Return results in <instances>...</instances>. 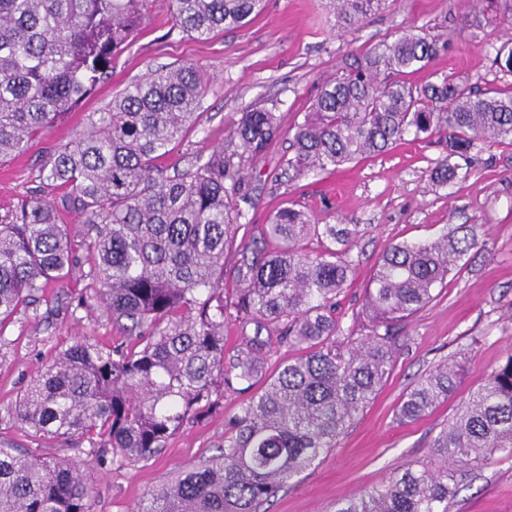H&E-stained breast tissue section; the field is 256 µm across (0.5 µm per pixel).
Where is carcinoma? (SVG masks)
Instances as JSON below:
<instances>
[{
  "label": "carcinoma",
  "mask_w": 512,
  "mask_h": 512,
  "mask_svg": "<svg viewBox=\"0 0 512 512\" xmlns=\"http://www.w3.org/2000/svg\"><path fill=\"white\" fill-rule=\"evenodd\" d=\"M487 21L512 24V0H493ZM383 0H326L334 27L361 25ZM263 0H168L174 26L200 40L237 28ZM141 0H0V164L27 150L111 74L112 59L142 23ZM437 36L409 34L368 51L324 85L293 127L288 178L379 155L406 135L448 134L451 156L477 140L512 143V90L477 92L443 76L415 89L406 80L440 51ZM493 64L512 73V39ZM207 86L192 63L160 68L125 88L92 128L58 147L40 195L0 214V329L19 307L38 303L78 261L89 281L67 305L101 308L123 340L102 348L82 337L24 391L17 422L36 439H83L112 450V463L147 460L179 431L245 394L224 421V447L178 473L132 512H265L291 481L336 447L337 438L383 386L396 358L393 326L434 298L437 286L478 245L460 224L441 236L391 244L378 258L353 324L336 297L353 265L356 231L318 224L283 207L261 237L240 245L232 285L224 254L246 218V162L280 130L276 113L245 112L237 143L184 168L163 167L194 127ZM443 161L436 183L459 178ZM63 193L64 205L53 195ZM86 225V254L72 249L61 209ZM309 237L323 241L303 252ZM239 343L224 352V324ZM280 362L261 392L265 363ZM458 364L444 361L399 405L416 421L456 390ZM388 485L354 494L335 512H448L462 476L496 454L512 457V352L462 402L431 442ZM0 512H92L84 475L58 457L0 448Z\"/></svg>",
  "instance_id": "carcinoma-1"
}]
</instances>
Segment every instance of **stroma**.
I'll return each instance as SVG.
<instances>
[{
    "instance_id": "1",
    "label": "stroma",
    "mask_w": 512,
    "mask_h": 512,
    "mask_svg": "<svg viewBox=\"0 0 512 512\" xmlns=\"http://www.w3.org/2000/svg\"><path fill=\"white\" fill-rule=\"evenodd\" d=\"M145 20L114 59L112 73L67 118L0 166V210L38 193L50 154L90 128L95 112L148 71L193 63L207 84L195 128L164 165H187L196 153L225 146L242 113L269 109L280 132L249 166L238 238L259 236L269 215L293 205L322 224L358 229L348 285L337 298L343 326H351L375 264L392 242L434 239L458 224L478 227L479 246L436 288L435 298L400 324L393 368L383 387L342 434L335 448L280 492L267 512H334L338 502L386 485L407 462L426 461L430 442L471 390L512 352V144L476 142L464 162L466 177L439 187L431 178L448 154L443 135L406 137L387 153L289 179L288 130L302 121L325 80L349 70L364 53L404 34L450 38L448 51L410 74L414 87L448 76L479 90L512 89V73L492 63L512 26L487 25L486 0H387L360 28L340 33L321 0H265L242 27L198 40L174 28L168 0H144ZM59 288L37 307L23 308L0 331V448L56 456L82 464L93 512H132L152 490L187 471L224 444V420L237 412L238 395L220 412L188 426L161 453L123 467L83 440H32L15 420L20 395L56 354L86 336L111 347L118 334L102 310L56 311ZM460 361L456 392L430 415L400 422L397 407L410 386L450 356ZM449 512H512V457L495 455L465 479Z\"/></svg>"
}]
</instances>
